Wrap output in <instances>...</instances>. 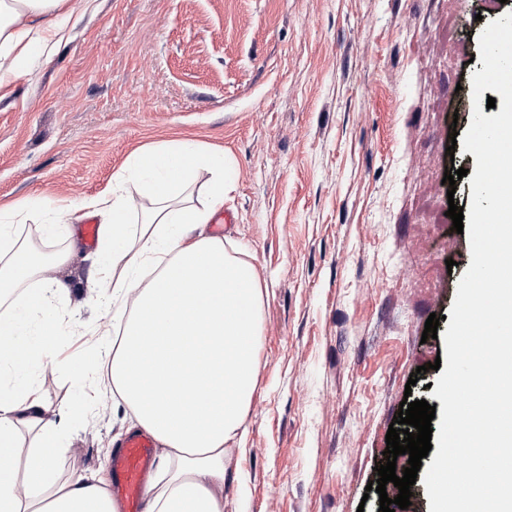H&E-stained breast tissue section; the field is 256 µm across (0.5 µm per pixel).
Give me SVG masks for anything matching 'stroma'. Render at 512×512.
<instances>
[{"label":"stroma","instance_id":"35a3bbf8","mask_svg":"<svg viewBox=\"0 0 512 512\" xmlns=\"http://www.w3.org/2000/svg\"><path fill=\"white\" fill-rule=\"evenodd\" d=\"M48 62L0 91V204L99 196L138 148L190 138L224 151L220 234L266 292L260 375L224 481L226 512H379L366 492L404 396L440 406L428 370L471 264L446 167L473 109L478 39L512 0H74ZM76 247L66 364L38 375L50 410L78 400L71 366L103 346L110 295ZM437 338L423 339L429 315ZM415 386H408L410 374ZM71 431L67 474L109 467L126 431L102 380Z\"/></svg>","mask_w":512,"mask_h":512}]
</instances>
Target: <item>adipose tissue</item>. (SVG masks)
I'll list each match as a JSON object with an SVG mask.
<instances>
[{
    "mask_svg": "<svg viewBox=\"0 0 512 512\" xmlns=\"http://www.w3.org/2000/svg\"><path fill=\"white\" fill-rule=\"evenodd\" d=\"M73 12L69 0H0V89L47 59ZM227 166L197 141H165L133 152L111 188L81 205L36 196L0 206V512H116L106 478H67L57 464L69 425L92 417V405L49 413L36 379L69 325L57 302L69 286L57 272L81 208L101 224L93 285L112 291L100 332L112 403L129 430L159 445L145 512H224L226 446L246 436L264 305L254 264L207 233L232 188ZM202 170L210 180L196 205L187 190ZM30 220L40 243L65 249L43 257L19 232Z\"/></svg>",
    "mask_w": 512,
    "mask_h": 512,
    "instance_id": "1",
    "label": "adipose tissue"
}]
</instances>
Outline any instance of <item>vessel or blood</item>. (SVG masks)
<instances>
[{"instance_id": "b4317fda", "label": "vessel or blood", "mask_w": 512, "mask_h": 512, "mask_svg": "<svg viewBox=\"0 0 512 512\" xmlns=\"http://www.w3.org/2000/svg\"><path fill=\"white\" fill-rule=\"evenodd\" d=\"M154 439L128 435L112 456V496L120 512H140L143 485L153 463Z\"/></svg>"}]
</instances>
